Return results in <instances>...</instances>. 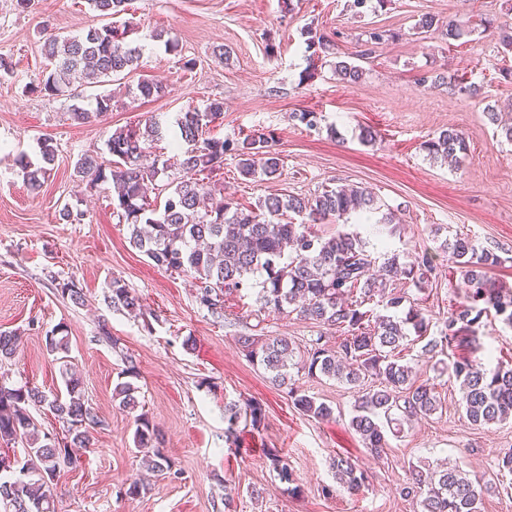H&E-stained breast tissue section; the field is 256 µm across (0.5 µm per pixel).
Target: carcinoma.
<instances>
[{
  "instance_id": "carcinoma-1",
  "label": "carcinoma",
  "mask_w": 512,
  "mask_h": 512,
  "mask_svg": "<svg viewBox=\"0 0 512 512\" xmlns=\"http://www.w3.org/2000/svg\"><path fill=\"white\" fill-rule=\"evenodd\" d=\"M99 15L111 19L101 28H90L76 36L49 34L44 52L52 71L40 88L50 95L68 92L73 81L105 83L114 75L138 68L141 48L128 41L132 21L117 26L112 19L127 13L128 0H87ZM488 23L469 27L454 20L445 26L430 14L416 21V33L441 31L448 40L458 41ZM398 34L374 29L367 34L360 58L371 55L373 45L393 40ZM309 58L334 50L323 35H310ZM336 73L355 82L363 75L358 65L339 61ZM36 87L32 91L40 90ZM112 108V95L96 98V111L73 108L74 121L85 124ZM224 112V102L214 99L203 108L181 113L176 118L180 138L172 146L181 152L183 177L171 181L163 206L157 207L147 197L148 185L155 182L166 166L155 160L144 164L147 145L162 138L157 123L144 129L115 130L106 143L112 162L106 164L96 154H85L74 167V177L95 186L112 184V205L119 221L127 225L129 244L144 253L156 266L189 274L200 283L199 304L211 312L224 308V293L239 290L260 275L256 303L259 311L297 313L336 330V348L319 336L300 350L286 336L241 338L249 361L262 368L269 383L287 390L294 407L316 420H328L333 409L300 389L290 372L298 356L299 369L310 377H327L363 387L353 404L350 427L372 452L380 454L387 447L385 427L401 426L418 417H429L442 409L435 386L418 380L411 362H401L400 352L407 349L410 337L427 335L430 318L406 293L393 285L411 283L423 289L436 273L432 257L417 254L409 261L396 252H379L358 230L330 238L319 236L314 226L327 220H340L351 214L362 216L378 211L372 193L359 186L327 187L312 198L269 195L251 209L240 208L224 195L212 194L199 175L212 173L224 165V156L237 158L239 174L250 180H272L280 176L281 155L271 149L269 137L254 132L243 139H200L204 128ZM433 160L457 163L466 153L463 134L448 128L425 142ZM56 149L52 139L40 141L41 161L27 155L16 159L28 189L42 188L48 165L54 162ZM300 217L295 222L292 216ZM439 248L455 264L453 272L467 286L466 302L448 312L438 335L422 346L425 353H444L449 348H469L475 343L483 317L490 313L512 327V289L492 281L488 269L499 264L497 255L477 252L470 239L457 234L444 239ZM378 298L392 315L370 319L365 304ZM105 302L116 309L140 315L141 303L125 283L112 279ZM20 337L14 331H0V364L12 359ZM45 348L52 354H68L66 329L60 325L45 336ZM127 366L120 372L113 389L119 405L133 410L138 406L137 387L128 378L136 376L135 361L125 357ZM448 376L459 383L460 406L467 421L474 426L490 425L512 417V364L492 363L479 357L459 356L446 364ZM65 395L46 394L29 385H11L0 381V442L17 441L26 449L22 469L25 480L7 478L0 468V508L3 512H51L52 485L61 468L71 464L70 448L89 445V429L99 420L86 403L80 378L66 374ZM42 407L66 425L61 442L39 437L30 408ZM225 434L237 433L243 422L258 430L264 424L262 405L254 400L224 403ZM134 446L145 453L147 466L154 472L169 469L160 451L158 429L145 414L135 419ZM266 455L280 480L293 482L287 456L275 448ZM336 480L349 490L365 483L364 471L349 457L332 461ZM487 488L466 477L460 467L433 471L426 465L409 466V478L400 486L404 497L420 500L422 512H478Z\"/></svg>"
}]
</instances>
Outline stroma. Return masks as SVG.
<instances>
[{
    "label": "stroma",
    "instance_id": "1",
    "mask_svg": "<svg viewBox=\"0 0 512 512\" xmlns=\"http://www.w3.org/2000/svg\"><path fill=\"white\" fill-rule=\"evenodd\" d=\"M428 13L440 22L477 21L492 27L466 43L441 34L423 39L412 27ZM135 42L142 48L137 70L108 84H74L70 94L33 93L46 60L43 36L78 35L104 25L86 0H34L19 10L0 0V56L13 62L0 72V331L22 341L14 359L0 365L15 385L54 393L64 387L61 369L45 348V335L65 326L70 361L101 424L90 446L54 480L55 512H421L418 500L401 497L409 465H459L471 480L489 485L481 512H512V473L499 460L512 453V420L471 425L459 406L455 381L420 362L418 377L434 383L441 412L388 434L381 454L364 447L349 426L355 393L334 379L298 374L296 383L335 411L330 421L304 416L286 391L269 383L246 358L244 336L285 335L298 345L327 334V327L297 315L257 310L254 289L228 295L223 314L201 307L188 276L157 267L128 242L126 224L113 211L107 185L74 177L86 153H105L116 129L160 124L163 137L151 155L168 159L180 112L222 100L224 114L204 137L239 139L253 131L273 138L283 168L278 178L246 181L233 157L210 175L250 208L275 194L311 197L325 187L356 185L371 191L395 217L400 232L393 250L432 253L439 269L425 291L405 290L440 326L450 304L464 297V284L449 273L439 239L461 233L477 250L502 262L489 271L512 288V144L498 143L486 110L512 103V52L497 49L512 31V0H384L357 11L351 0H131ZM315 28L336 43L334 54L310 60L302 32ZM380 28L397 40L375 47L357 61L365 33ZM223 56H215V47ZM193 69H185V61ZM360 62L363 76L349 82L337 62ZM459 75L480 85V98L447 86L424 88L421 76ZM143 78L166 84L149 100L127 95ZM112 97L111 111L80 125L72 107L93 109L97 95ZM319 113L318 128L295 113ZM453 127L465 136L460 167L429 159L424 143ZM375 133L360 143L362 129ZM52 138L55 162L39 193H31L15 159L39 158L42 138ZM81 210V222L63 220L64 207ZM122 279L143 304L138 317L104 302L112 278ZM61 281L74 282L83 304L62 298ZM136 362L139 407L129 412L113 398L122 355ZM248 399L265 409V426L241 430L236 445L224 436V404ZM159 428L170 468L153 477L133 443L137 413ZM287 455L299 494L280 481L265 451ZM352 457L368 476L355 492L339 484L330 467L336 455ZM149 484L127 495L136 480Z\"/></svg>",
    "mask_w": 512,
    "mask_h": 512
}]
</instances>
